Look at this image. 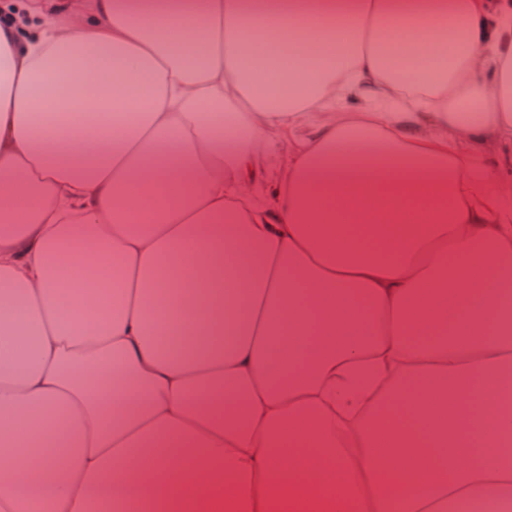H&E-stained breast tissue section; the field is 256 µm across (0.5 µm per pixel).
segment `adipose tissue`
Returning <instances> with one entry per match:
<instances>
[{"instance_id":"1","label":"adipose tissue","mask_w":512,"mask_h":512,"mask_svg":"<svg viewBox=\"0 0 512 512\" xmlns=\"http://www.w3.org/2000/svg\"><path fill=\"white\" fill-rule=\"evenodd\" d=\"M102 500L512 512V0H0V512Z\"/></svg>"}]
</instances>
